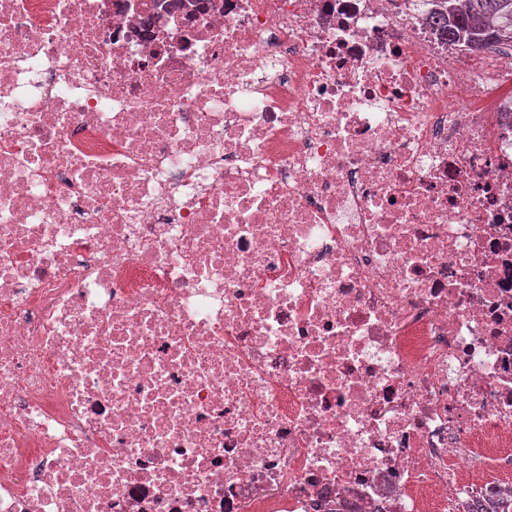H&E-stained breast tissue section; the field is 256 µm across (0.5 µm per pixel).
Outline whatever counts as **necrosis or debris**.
Segmentation results:
<instances>
[{"instance_id":"necrosis-or-debris-1","label":"necrosis or debris","mask_w":512,"mask_h":512,"mask_svg":"<svg viewBox=\"0 0 512 512\" xmlns=\"http://www.w3.org/2000/svg\"><path fill=\"white\" fill-rule=\"evenodd\" d=\"M435 8L0 0V512L512 489V49Z\"/></svg>"}]
</instances>
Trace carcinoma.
I'll return each instance as SVG.
<instances>
[{"mask_svg": "<svg viewBox=\"0 0 512 512\" xmlns=\"http://www.w3.org/2000/svg\"><path fill=\"white\" fill-rule=\"evenodd\" d=\"M435 13L437 26L453 43L490 45L512 43V0H466L459 8L455 0ZM463 512H512V493L483 489L471 495Z\"/></svg>", "mask_w": 512, "mask_h": 512, "instance_id": "obj_1", "label": "carcinoma"}]
</instances>
